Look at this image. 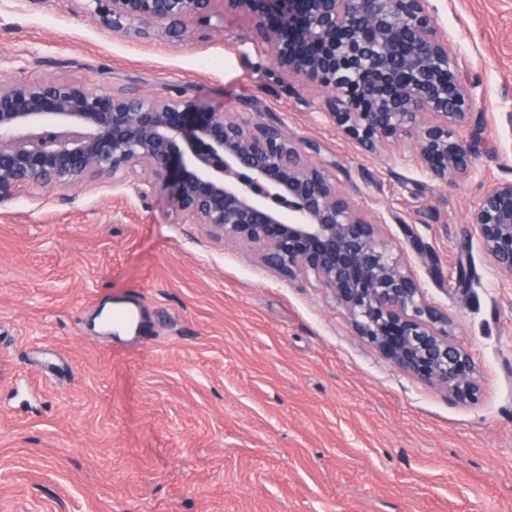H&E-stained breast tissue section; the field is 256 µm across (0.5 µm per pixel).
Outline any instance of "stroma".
<instances>
[{
  "instance_id": "1",
  "label": "stroma",
  "mask_w": 512,
  "mask_h": 512,
  "mask_svg": "<svg viewBox=\"0 0 512 512\" xmlns=\"http://www.w3.org/2000/svg\"><path fill=\"white\" fill-rule=\"evenodd\" d=\"M430 4L476 86V172L447 187L408 143L340 134L257 51L249 14L182 41L112 31L78 0H0V78L181 90L318 143L452 316L479 384L460 403L400 371L313 278L175 223L167 192L23 187L0 204V512H512V278L468 222L512 179V0ZM130 301L137 336L97 327L98 308Z\"/></svg>"
}]
</instances>
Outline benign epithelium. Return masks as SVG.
<instances>
[{
	"label": "benign epithelium",
	"mask_w": 512,
	"mask_h": 512,
	"mask_svg": "<svg viewBox=\"0 0 512 512\" xmlns=\"http://www.w3.org/2000/svg\"><path fill=\"white\" fill-rule=\"evenodd\" d=\"M253 17L279 69L318 95V112L368 151L406 139L413 161L444 185L473 172L474 86L460 74L429 0H83L114 31L163 26L184 37L214 4ZM193 99L114 95L66 81H0V203L24 186L67 191L112 180L148 199L168 191L176 220L205 224L261 252L288 278L314 276L355 335L398 369L469 401L470 356L448 311L381 239L377 221L312 161L319 146L288 139L244 112H199ZM468 223L493 268L512 278V179L490 186Z\"/></svg>",
	"instance_id": "7a95c632"
}]
</instances>
